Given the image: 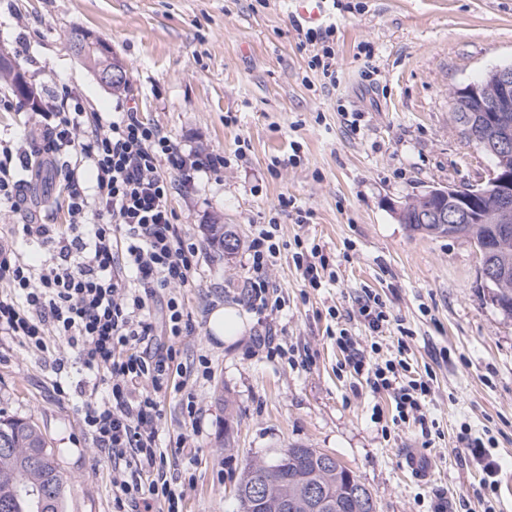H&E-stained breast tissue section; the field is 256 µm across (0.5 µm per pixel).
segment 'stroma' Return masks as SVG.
I'll list each match as a JSON object with an SVG mask.
<instances>
[{
  "label": "stroma",
  "instance_id": "obj_1",
  "mask_svg": "<svg viewBox=\"0 0 512 512\" xmlns=\"http://www.w3.org/2000/svg\"><path fill=\"white\" fill-rule=\"evenodd\" d=\"M334 80L312 69V48L286 0H0V45L40 99L68 86L90 112L134 108L182 149L223 152V172L174 195L177 221L200 246L197 285L182 289L197 330L181 361L210 363L160 396L165 471L184 484L183 512H238L243 466L291 445L336 458L372 492L378 512H512V319L492 305L480 255L465 238L410 232L395 209L438 185L484 180L490 160L456 124L450 96L512 63V0H327ZM91 33L126 69L124 90L103 86L74 51ZM27 195L45 224L67 220L57 179ZM292 199L283 209L281 198ZM275 223L280 254L268 272L285 306L276 329L285 356L252 353L261 333L244 300L255 225ZM235 231L224 254L207 227ZM320 246L331 274L311 287L295 252ZM394 321L374 335L354 313L361 289ZM219 306L246 330L227 344L208 328ZM348 329L382 363L405 338L412 372L431 374L424 412L435 432L393 425V396L344 369L336 344ZM34 352L0 337V413L41 429L68 480L66 512H114L112 459L83 424L81 401L54 388L63 342ZM194 402L196 421L186 404ZM380 418H373V409ZM492 436L498 490L458 439ZM192 447H183L184 437ZM428 464L416 481L408 457Z\"/></svg>",
  "mask_w": 512,
  "mask_h": 512
}]
</instances>
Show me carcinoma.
<instances>
[{"label": "carcinoma", "mask_w": 512, "mask_h": 512, "mask_svg": "<svg viewBox=\"0 0 512 512\" xmlns=\"http://www.w3.org/2000/svg\"><path fill=\"white\" fill-rule=\"evenodd\" d=\"M0 77L8 79L17 96L24 103L35 105V91L25 73L10 58L0 63ZM457 96H452L454 119L468 138L484 146L483 138L490 137L485 113L463 112ZM496 199L488 194L481 199L480 222L457 224L447 228L441 224L416 222V196L405 202L406 213L399 222L413 232L432 237H464L473 241L481 262L498 273V280L487 282L493 300L504 317L512 318V223L505 226L494 223ZM212 239L219 242L224 252L231 254L237 246L233 233L222 224L210 225ZM288 454V467L280 472H267L259 462L247 463L241 472L237 490L264 476L280 492L288 493V501L298 503L288 512H307L303 498L310 484L325 485L335 499L334 512H376L372 492L354 471L341 462H324L326 453L317 448L298 445L284 449ZM68 481L61 472L52 449L39 428L30 420L20 417L0 418V512H65Z\"/></svg>", "instance_id": "obj_1"}]
</instances>
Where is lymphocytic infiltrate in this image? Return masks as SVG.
Here are the masks:
<instances>
[{"instance_id":"f902f5d3","label":"lymphocytic infiltrate","mask_w":512,"mask_h":512,"mask_svg":"<svg viewBox=\"0 0 512 512\" xmlns=\"http://www.w3.org/2000/svg\"><path fill=\"white\" fill-rule=\"evenodd\" d=\"M38 123L46 164L66 152L89 161L92 190L80 183L76 165L66 166L68 222L41 224L22 207L28 182V150L0 147V205L18 215L17 232L50 255L33 268L17 251L0 249V335L43 352L48 336L66 348L53 361L59 395L83 400V423L97 447L118 470L112 478L117 507L134 512H180L183 486L167 479L158 421L159 395L181 364L182 337L196 325L180 295L196 285L198 245L176 222L172 195L194 187L199 174L223 171L222 152H187L138 112L112 119L86 112L68 89L41 102ZM274 229L257 225L248 246L254 272L245 292L248 308L268 319L283 309L266 271L277 260ZM166 300H157L158 291ZM167 343L155 344L157 327ZM336 344L350 372L374 390L391 392L394 422L424 423L429 379L407 375L406 359L373 364L364 348L340 329ZM105 395H98L99 385ZM136 480H126L124 469Z\"/></svg>"}]
</instances>
